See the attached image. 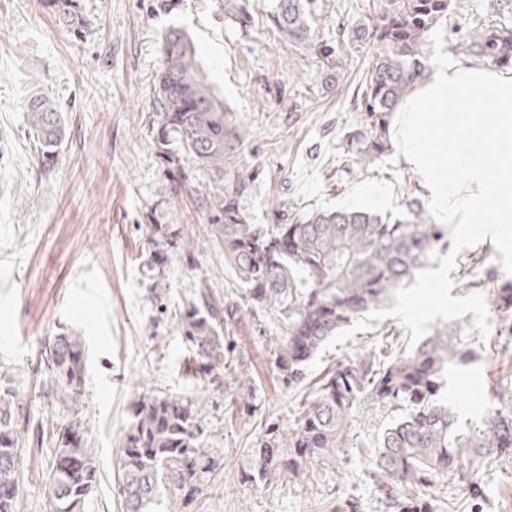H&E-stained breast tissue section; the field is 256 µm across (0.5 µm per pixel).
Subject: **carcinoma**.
Masks as SVG:
<instances>
[{"label":"carcinoma","instance_id":"carcinoma-1","mask_svg":"<svg viewBox=\"0 0 512 512\" xmlns=\"http://www.w3.org/2000/svg\"><path fill=\"white\" fill-rule=\"evenodd\" d=\"M467 0H378L369 22L342 27V38L325 39L317 28L323 0H276L270 22L288 41L304 48L322 70L343 69L341 45L372 44L375 53L360 84L361 121L341 137L345 156L369 167L391 147L390 117L429 76L427 46L433 31L461 15ZM59 21L80 32L87 25L75 0H45ZM455 49L475 64L512 68V0H489L484 16L454 25ZM43 167L53 166L65 140V118L44 93L25 103ZM157 147L168 164H179L171 146L207 171L210 186L197 203L224 248V262L245 291L246 302L268 308L281 336L272 358L282 383L300 385L310 362L329 338L391 301L415 276L434 266L448 247L447 229L423 217L415 201L391 219L364 209L312 210L293 202L272 210L273 222L253 224L241 201L255 174L240 163L244 138L231 111L200 73L186 32L172 27L164 39L157 77ZM153 254L178 246L177 235L151 228ZM504 320L512 318V282L498 288ZM241 303L218 308L200 295L184 314L185 340L204 371L239 373L242 358L224 349L223 327L242 324ZM476 357L457 325H444L410 350L389 360L353 357L324 376L317 396L291 432L268 427L250 449L246 480L261 484L280 474L301 476L309 464L336 456L361 400L393 413L370 450L375 481L392 487L394 512H409L398 486H430L434 474L512 454V404L499 402L482 415L460 420L442 391L453 368ZM46 396L69 412L52 429L55 460L49 478L50 512H84L97 483L96 452L85 436L78 405L85 384L84 339L75 331L48 338L42 359ZM200 402L151 391L132 407L121 443L118 494L122 512H192L202 488L216 479L217 463L203 447ZM48 425L31 416L15 378L0 370V512H18V448Z\"/></svg>","mask_w":512,"mask_h":512}]
</instances>
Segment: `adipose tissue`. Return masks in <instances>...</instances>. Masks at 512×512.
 Instances as JSON below:
<instances>
[{
    "label": "adipose tissue",
    "instance_id": "obj_1",
    "mask_svg": "<svg viewBox=\"0 0 512 512\" xmlns=\"http://www.w3.org/2000/svg\"><path fill=\"white\" fill-rule=\"evenodd\" d=\"M391 129L442 222L512 223V73L435 57Z\"/></svg>",
    "mask_w": 512,
    "mask_h": 512
}]
</instances>
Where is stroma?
I'll use <instances>...</instances> for the list:
<instances>
[{"instance_id":"1","label":"stroma","mask_w":512,"mask_h":512,"mask_svg":"<svg viewBox=\"0 0 512 512\" xmlns=\"http://www.w3.org/2000/svg\"><path fill=\"white\" fill-rule=\"evenodd\" d=\"M240 27L224 0H76L82 32L62 26L42 0H0V365L30 399L33 416L61 425L62 407L45 397L40 355L49 336L68 329L86 339L80 417L96 452L99 482L86 512H118V466L131 406L146 391L206 402V445L221 483L193 512H390L372 480L369 454L387 420L365 402L353 412L344 448L315 462L307 477L245 482L249 450L265 427H294L323 375L365 352L389 356L433 328L460 325L478 357L452 371L444 398L472 418L512 398V335L500 333L497 288L512 279V223L452 224L449 246L392 304L330 339L301 386L286 387L272 359L280 334L272 312L257 308L225 333L243 356V376L201 372L183 341L180 316L195 295L215 305L238 284L198 207L207 174L180 154L189 180L173 192L155 143V81L169 26L188 34L202 75L224 100L245 140L243 161L257 189L243 201L251 223L266 224L272 204L322 209L361 206L394 215L420 198L436 216L431 189L397 152L361 168L345 157L340 132L355 124L354 104L371 46L344 48L343 71L328 76L305 49L271 33L274 0H241ZM326 0L319 30L367 22L372 0ZM48 93L64 114L66 138L54 167H41L24 103ZM164 225L190 245L170 249L151 274L147 233ZM50 440L20 450V512H48ZM421 512H512V456L442 473L427 491L405 489Z\"/></svg>"}]
</instances>
